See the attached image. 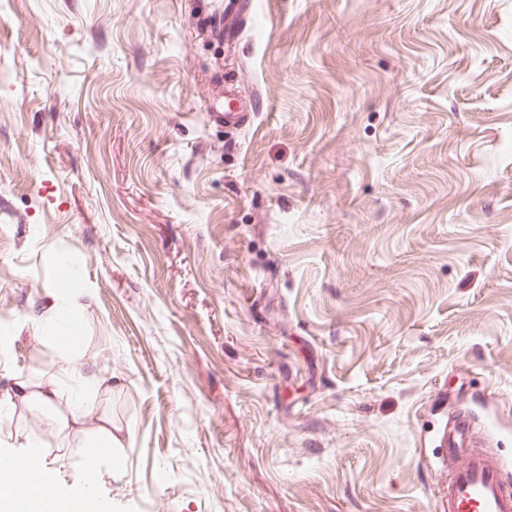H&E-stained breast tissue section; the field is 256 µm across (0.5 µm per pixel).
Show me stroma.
Returning <instances> with one entry per match:
<instances>
[{
  "label": "stroma",
  "mask_w": 512,
  "mask_h": 512,
  "mask_svg": "<svg viewBox=\"0 0 512 512\" xmlns=\"http://www.w3.org/2000/svg\"><path fill=\"white\" fill-rule=\"evenodd\" d=\"M220 2L0 6V343L69 277L96 512H438L458 413L512 465V0ZM251 0H229L224 3V15L220 12L218 19V34L224 31V38L230 41L234 38L238 24L243 15L251 9ZM233 101L234 99L229 98L227 107H224L223 104L213 106L210 117L224 118V125L226 126L235 127L246 123L249 119V112H245V109L241 108H232L231 103Z\"/></svg>",
  "instance_id": "obj_1"
}]
</instances>
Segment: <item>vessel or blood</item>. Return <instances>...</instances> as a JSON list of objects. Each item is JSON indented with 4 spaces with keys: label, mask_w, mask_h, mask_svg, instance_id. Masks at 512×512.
Returning a JSON list of instances; mask_svg holds the SVG:
<instances>
[{
    "label": "vessel or blood",
    "mask_w": 512,
    "mask_h": 512,
    "mask_svg": "<svg viewBox=\"0 0 512 512\" xmlns=\"http://www.w3.org/2000/svg\"><path fill=\"white\" fill-rule=\"evenodd\" d=\"M252 0H226L218 28L233 39ZM446 445L456 467L442 493L443 512H512V478L502 460L476 445L467 415H460L448 428Z\"/></svg>",
    "instance_id": "vessel-or-blood-1"
}]
</instances>
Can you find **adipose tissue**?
Listing matches in <instances>:
<instances>
[{
  "instance_id": "obj_1",
  "label": "adipose tissue",
  "mask_w": 512,
  "mask_h": 512,
  "mask_svg": "<svg viewBox=\"0 0 512 512\" xmlns=\"http://www.w3.org/2000/svg\"><path fill=\"white\" fill-rule=\"evenodd\" d=\"M75 304L66 289H55L28 322L36 336L64 320L52 352L58 366L55 374L34 379L0 371V446L13 447L12 426L23 413H37L41 421L59 429L63 447L73 450L87 475L78 496L92 497L104 465L114 462L124 448L128 430L102 404L101 397L112 392L114 380L102 376L85 355L82 329L73 318ZM47 479L43 469L13 481L0 478V512H75V498L63 501L46 495Z\"/></svg>"
}]
</instances>
